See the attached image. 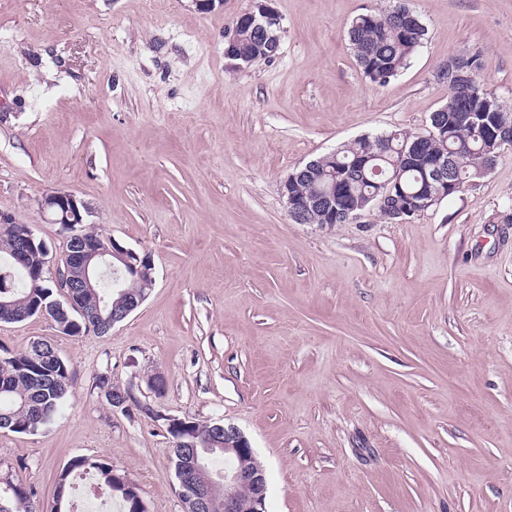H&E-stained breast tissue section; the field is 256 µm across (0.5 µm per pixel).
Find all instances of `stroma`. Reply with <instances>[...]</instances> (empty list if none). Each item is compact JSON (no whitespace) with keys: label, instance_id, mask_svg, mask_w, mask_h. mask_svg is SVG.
Masks as SVG:
<instances>
[{"label":"stroma","instance_id":"stroma-1","mask_svg":"<svg viewBox=\"0 0 512 512\" xmlns=\"http://www.w3.org/2000/svg\"><path fill=\"white\" fill-rule=\"evenodd\" d=\"M252 5L0 0V212L58 259L41 201L72 192L154 265L107 334L0 322V355L42 340L73 371L51 422L0 429V476L52 512L59 473L89 456L148 512H184L172 417L249 439L266 512H512V149L402 223L299 224L280 194L351 139L425 131L460 51L512 106V0H409L428 33L384 85L348 27L392 0H270L279 51L240 68L225 34ZM102 377L131 388L126 409Z\"/></svg>","mask_w":512,"mask_h":512}]
</instances>
